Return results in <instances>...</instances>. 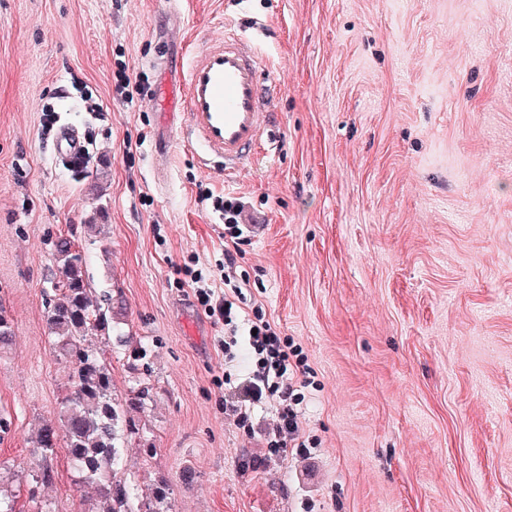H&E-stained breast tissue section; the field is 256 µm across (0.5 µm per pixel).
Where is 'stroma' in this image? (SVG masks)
Listing matches in <instances>:
<instances>
[{"label":"stroma","mask_w":512,"mask_h":512,"mask_svg":"<svg viewBox=\"0 0 512 512\" xmlns=\"http://www.w3.org/2000/svg\"><path fill=\"white\" fill-rule=\"evenodd\" d=\"M228 27L274 73L266 148L230 179L179 121L158 148L153 101L112 99L117 51L174 85L161 60ZM76 82L101 111L59 98ZM45 101L92 145L89 179L58 161ZM200 182L267 220L237 275L307 357L315 458L269 453L272 407L250 433L224 412V327L177 272L224 259ZM61 236L133 332L102 345L116 393L150 375L123 457L139 506L165 481L171 512H512V0H0V469L18 512L69 383L46 327ZM51 466L42 501L88 512L93 489L64 454Z\"/></svg>","instance_id":"1"}]
</instances>
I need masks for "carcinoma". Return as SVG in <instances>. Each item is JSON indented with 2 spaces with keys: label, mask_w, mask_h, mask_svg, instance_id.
Segmentation results:
<instances>
[{
  "label": "carcinoma",
  "mask_w": 512,
  "mask_h": 512,
  "mask_svg": "<svg viewBox=\"0 0 512 512\" xmlns=\"http://www.w3.org/2000/svg\"><path fill=\"white\" fill-rule=\"evenodd\" d=\"M56 265L49 279L53 290L47 312V327L57 355L71 369V382L59 406V422L44 421L37 430L34 455L38 468L32 482L42 486L53 480L47 461L64 453L78 482L96 490L99 512H140L134 508L128 479L118 475L117 466L125 436L135 434L132 413L144 410L149 386L139 383L128 397H115L112 363L97 350V336L127 342L132 331L114 314L112 289L92 294L85 258L67 238L56 243ZM12 319L0 306V347L12 343ZM171 487L161 482L153 492L157 508L169 512Z\"/></svg>",
  "instance_id": "obj_1"
}]
</instances>
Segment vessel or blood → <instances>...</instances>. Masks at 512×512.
<instances>
[{
	"label": "vessel or blood",
	"instance_id": "b4317fda",
	"mask_svg": "<svg viewBox=\"0 0 512 512\" xmlns=\"http://www.w3.org/2000/svg\"><path fill=\"white\" fill-rule=\"evenodd\" d=\"M164 106L179 110L182 134L201 150L204 167L232 175L252 161L263 144L262 75L257 48L235 30L193 46L175 95ZM56 153L76 158L85 147L76 128L60 126Z\"/></svg>",
	"mask_w": 512,
	"mask_h": 512
}]
</instances>
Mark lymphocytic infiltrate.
I'll list each match as a JSON object with an SVG mask.
<instances>
[{
	"label": "lymphocytic infiltrate",
	"mask_w": 512,
	"mask_h": 512,
	"mask_svg": "<svg viewBox=\"0 0 512 512\" xmlns=\"http://www.w3.org/2000/svg\"><path fill=\"white\" fill-rule=\"evenodd\" d=\"M153 95L151 84L134 74L125 60H114L113 99L129 103ZM197 199L211 203L224 222V262L219 282L207 281L199 273L192 275L194 297L209 317L224 325L220 346L225 366H235L239 349H246L250 356L247 376L224 395V410L235 417L239 426L246 428L252 424L251 405L263 402L272 405L277 423L266 436L268 448L289 446L300 455H309L317 444L306 433L302 413L309 386L306 363L300 350L282 337L261 306L248 302L241 286L234 283L239 244L247 237L242 222L245 204L240 197L228 193L220 196L207 187L198 189ZM221 282L230 284V291L218 292L217 285Z\"/></svg>",
	"instance_id": "lymphocytic-infiltrate-1"
}]
</instances>
